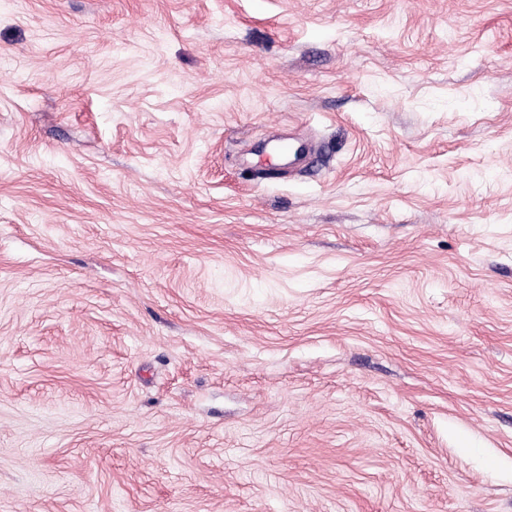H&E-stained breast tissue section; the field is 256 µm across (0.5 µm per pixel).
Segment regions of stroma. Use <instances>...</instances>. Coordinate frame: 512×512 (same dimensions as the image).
Listing matches in <instances>:
<instances>
[{
	"label": "stroma",
	"instance_id": "stroma-1",
	"mask_svg": "<svg viewBox=\"0 0 512 512\" xmlns=\"http://www.w3.org/2000/svg\"><path fill=\"white\" fill-rule=\"evenodd\" d=\"M0 512H512V0H0Z\"/></svg>",
	"mask_w": 512,
	"mask_h": 512
}]
</instances>
